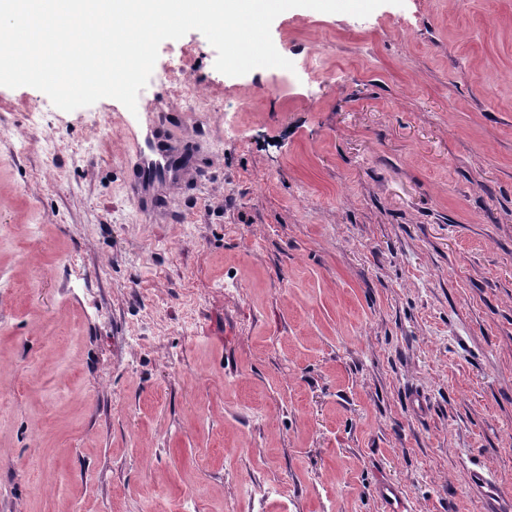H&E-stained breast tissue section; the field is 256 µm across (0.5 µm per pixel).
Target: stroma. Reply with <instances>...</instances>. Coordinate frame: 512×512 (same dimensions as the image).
<instances>
[{
  "instance_id": "35a3bbf8",
  "label": "stroma",
  "mask_w": 512,
  "mask_h": 512,
  "mask_svg": "<svg viewBox=\"0 0 512 512\" xmlns=\"http://www.w3.org/2000/svg\"><path fill=\"white\" fill-rule=\"evenodd\" d=\"M271 37L161 43L150 215L142 116L0 86V512H512V0ZM147 124L143 144L136 143V162L128 193L138 201L143 212L149 214L158 206V196L151 194V191L161 186L176 189L181 180L182 164L179 156L156 144V121L151 111L147 113Z\"/></svg>"
}]
</instances>
